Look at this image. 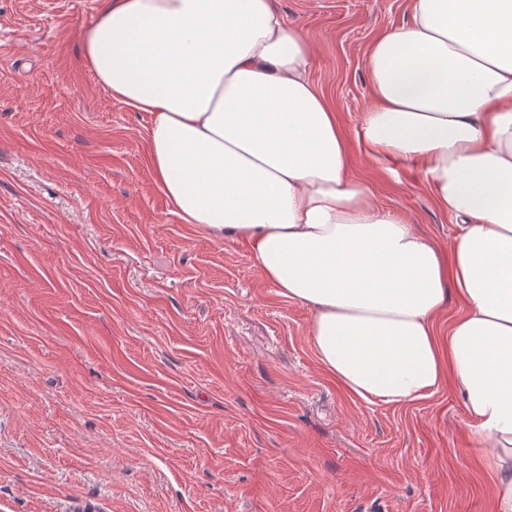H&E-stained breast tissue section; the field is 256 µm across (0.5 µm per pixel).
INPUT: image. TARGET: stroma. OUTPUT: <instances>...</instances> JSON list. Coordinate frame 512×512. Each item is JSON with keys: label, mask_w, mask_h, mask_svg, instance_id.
I'll list each match as a JSON object with an SVG mask.
<instances>
[{"label": "stroma", "mask_w": 512, "mask_h": 512, "mask_svg": "<svg viewBox=\"0 0 512 512\" xmlns=\"http://www.w3.org/2000/svg\"><path fill=\"white\" fill-rule=\"evenodd\" d=\"M102 0H0V512H488L492 443L454 381L347 395L313 316L248 249L174 213L148 118L81 58ZM410 0H277L372 201L443 250L413 161L356 138L366 54Z\"/></svg>", "instance_id": "stroma-1"}]
</instances>
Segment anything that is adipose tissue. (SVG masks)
<instances>
[{
  "label": "adipose tissue",
  "mask_w": 512,
  "mask_h": 512,
  "mask_svg": "<svg viewBox=\"0 0 512 512\" xmlns=\"http://www.w3.org/2000/svg\"><path fill=\"white\" fill-rule=\"evenodd\" d=\"M366 55L356 136L419 165L457 233L443 253L376 208L308 77L312 47L274 0H104L81 55L150 118L174 212L250 251L349 395L404 404L454 378L495 453L490 512H512V0H411ZM461 313L436 322L449 295Z\"/></svg>",
  "instance_id": "ef3b65f1"
}]
</instances>
